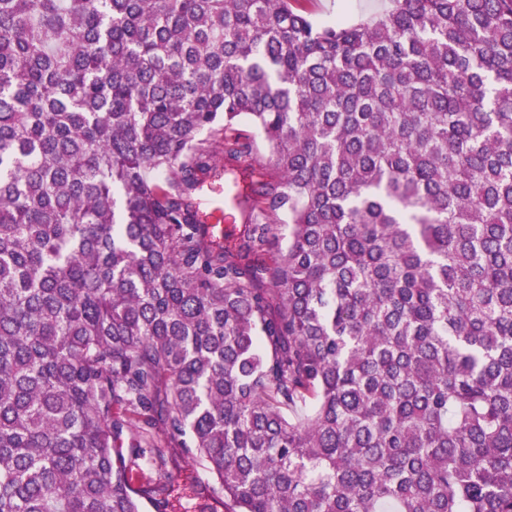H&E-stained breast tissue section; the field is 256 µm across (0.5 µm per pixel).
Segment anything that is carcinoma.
I'll list each match as a JSON object with an SVG mask.
<instances>
[{
    "label": "carcinoma",
    "mask_w": 512,
    "mask_h": 512,
    "mask_svg": "<svg viewBox=\"0 0 512 512\" xmlns=\"http://www.w3.org/2000/svg\"><path fill=\"white\" fill-rule=\"evenodd\" d=\"M294 2L0 0V512H512V0ZM387 3L382 0H299L296 7L318 23L329 24L335 21L356 22L382 10ZM239 133L243 137L249 138L254 144V152L251 158L242 160L239 164L240 167L233 171H222L223 163H218V176L209 179L201 189L198 195V202L200 203V211L204 218L207 219L208 224L213 225L211 229L214 238L217 241L223 242L224 246L231 249L237 248L246 239L250 224H247L242 212L233 207H227L224 216L229 217V221L223 224L216 223L214 217H211V223L208 216H218L215 213L217 208H223L220 204L224 202V192L232 190V192L245 193L247 191V184L249 178L244 173L243 169L248 171L253 168L256 172L259 171V163L264 165L265 168L269 167V154L266 148L264 136L261 131L251 122L242 121L234 126L232 134ZM161 469L169 477L167 484L173 494L179 492L185 485L193 484L196 486L199 495L195 500L189 501V503L183 501L184 506L187 508L186 510L197 512L211 503L206 498V488L212 483V480L209 474L199 465H196L187 458L179 457L176 450L170 448L163 461V465H161Z\"/></svg>",
    "instance_id": "obj_1"
}]
</instances>
